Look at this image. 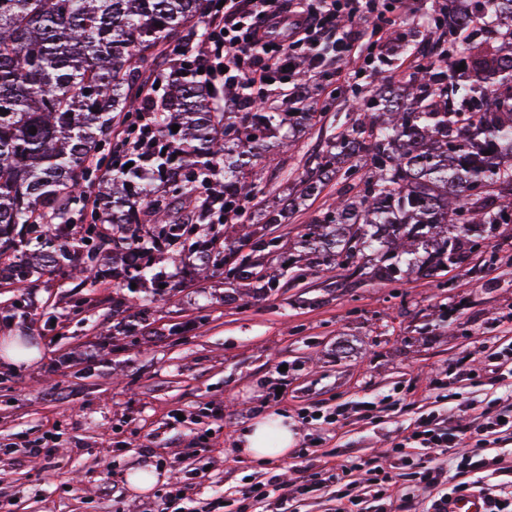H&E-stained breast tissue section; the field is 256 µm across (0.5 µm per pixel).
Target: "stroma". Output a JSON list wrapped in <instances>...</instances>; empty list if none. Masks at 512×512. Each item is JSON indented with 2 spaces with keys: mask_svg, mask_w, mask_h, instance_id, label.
Returning <instances> with one entry per match:
<instances>
[{
  "mask_svg": "<svg viewBox=\"0 0 512 512\" xmlns=\"http://www.w3.org/2000/svg\"><path fill=\"white\" fill-rule=\"evenodd\" d=\"M407 4L411 53L374 63L396 78L412 54L429 50L421 20L435 4ZM354 67L350 58L331 64L348 78L337 89L309 78L323 119L263 168V206L284 202L337 115L370 90L371 78H351ZM71 256L75 266L92 267L94 282L50 266L21 284L0 281V337H21L39 351L30 363L0 356V512H152L178 467L198 477L197 507L216 501L220 512H261L246 497L254 483H310L392 448L423 414L447 412L453 402L487 407L512 393V382L491 372L494 352L512 345L508 227L452 271L428 277L414 262L395 283L366 275L356 286L329 262L275 293L241 295L222 269L203 278L170 260L157 269L171 295L145 287L117 309L112 301L125 294V280L106 237L92 236ZM462 360L477 379L456 378ZM362 400L374 401V419L355 414ZM215 405L221 417H212ZM339 405L348 409L344 418L318 419ZM279 412L297 430L287 456H242L240 432ZM176 413L182 422H173ZM48 431L60 435L49 460L9 448ZM195 445L196 457L175 459ZM140 469L157 474L142 492L129 482ZM112 485L121 497L106 494Z\"/></svg>",
  "mask_w": 512,
  "mask_h": 512,
  "instance_id": "35a3bbf8",
  "label": "stroma"
}]
</instances>
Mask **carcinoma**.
Listing matches in <instances>:
<instances>
[{
  "mask_svg": "<svg viewBox=\"0 0 512 512\" xmlns=\"http://www.w3.org/2000/svg\"><path fill=\"white\" fill-rule=\"evenodd\" d=\"M455 2L448 25H424L432 54L406 78H378L353 107L357 117L295 178L288 205L265 209L257 161L285 116L317 121L319 113L299 111L306 96L296 92L288 114L261 103L236 122L205 84L175 77L154 97L140 78L178 29L203 22L211 0H0V280L23 283L45 259L67 268L71 204L86 184L97 185L102 205L94 218L105 215L138 256L137 285L148 275L166 284L145 261L160 242L224 267L231 284L266 292L288 270L328 258L356 275L367 248L385 281L396 280L402 257L429 244V271L458 265L452 231L478 248L512 224V0ZM459 42L468 56L452 61ZM145 103L165 143L127 170L103 165L105 151L125 152L112 141L117 115ZM221 173L224 226L245 229L247 253L220 244L211 210L186 206L200 188L215 194ZM330 184L336 199L304 225L288 264L272 268L278 245L267 228ZM141 204L149 237L127 234Z\"/></svg>",
  "mask_w": 512,
  "mask_h": 512,
  "instance_id": "cac0c4a2",
  "label": "carcinoma"
}]
</instances>
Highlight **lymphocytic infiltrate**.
<instances>
[{
    "label": "lymphocytic infiltrate",
    "mask_w": 512,
    "mask_h": 512,
    "mask_svg": "<svg viewBox=\"0 0 512 512\" xmlns=\"http://www.w3.org/2000/svg\"><path fill=\"white\" fill-rule=\"evenodd\" d=\"M403 0H225L210 8L203 21L204 36L186 51L171 52L170 70L196 73L198 82L222 91L226 105L237 112L254 107L253 93L287 86L299 63L313 74L325 73L328 61L349 56L354 41L340 31L348 19L360 23L365 40V63L391 50ZM512 435V402L499 409L482 410L465 429L443 426L438 414L420 417L402 440L405 448L455 449L458 466L476 473L472 482L449 484L442 463H422L411 477L432 491L430 512H448L452 495H479L486 512H512V498L504 497L501 484L483 480L492 460L489 450L497 435Z\"/></svg>",
    "instance_id": "obj_1"
}]
</instances>
